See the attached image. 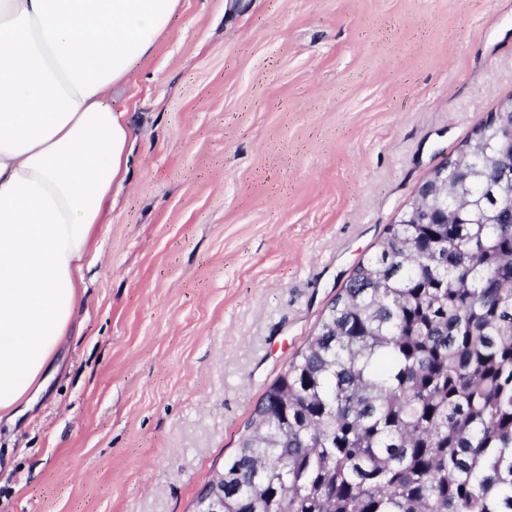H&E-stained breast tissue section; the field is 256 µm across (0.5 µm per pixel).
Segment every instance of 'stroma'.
<instances>
[{
    "label": "stroma",
    "instance_id": "stroma-1",
    "mask_svg": "<svg viewBox=\"0 0 512 512\" xmlns=\"http://www.w3.org/2000/svg\"><path fill=\"white\" fill-rule=\"evenodd\" d=\"M512 96V0H181L0 512H189L434 168Z\"/></svg>",
    "mask_w": 512,
    "mask_h": 512
}]
</instances>
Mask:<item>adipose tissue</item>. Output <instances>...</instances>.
I'll return each instance as SVG.
<instances>
[{
	"label": "adipose tissue",
	"mask_w": 512,
	"mask_h": 512,
	"mask_svg": "<svg viewBox=\"0 0 512 512\" xmlns=\"http://www.w3.org/2000/svg\"><path fill=\"white\" fill-rule=\"evenodd\" d=\"M180 0H0V420L45 390L86 291L113 187L129 173L127 79Z\"/></svg>",
	"instance_id": "1"
}]
</instances>
